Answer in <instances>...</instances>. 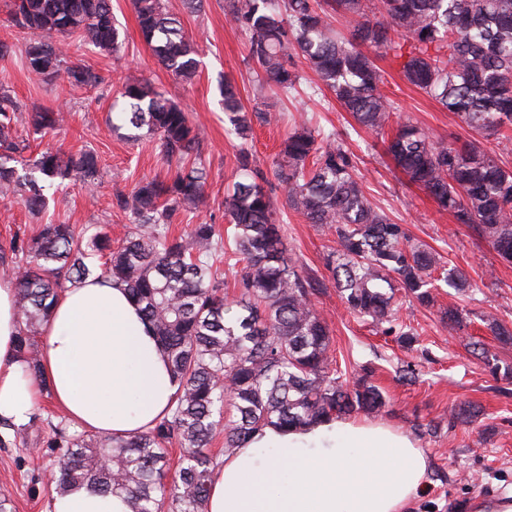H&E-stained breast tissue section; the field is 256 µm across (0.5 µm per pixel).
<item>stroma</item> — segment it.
Returning a JSON list of instances; mask_svg holds the SVG:
<instances>
[{
  "mask_svg": "<svg viewBox=\"0 0 512 512\" xmlns=\"http://www.w3.org/2000/svg\"><path fill=\"white\" fill-rule=\"evenodd\" d=\"M9 0H0V41L13 44L14 52L0 58V82L7 84L24 111L64 107L68 119L56 133L32 140L27 152L35 157L46 146L75 154H97L99 175L94 188L66 182L58 186L49 208L32 215L16 197L0 196V246L12 237L37 234L40 225L71 224L77 231L106 232L120 244L132 225L113 207L116 191H131L146 178H166L176 161L166 160L156 142L144 138L131 143L110 125L113 96L128 74L143 76L179 104L189 115L201 143L206 166L205 191L210 207L201 213H184L171 226L174 235L189 234L193 224L205 221L224 231V197L235 178L239 142L224 132V110L217 85L227 78L239 87L246 107L265 103L272 121L254 123L247 146L262 168H269L293 125L304 122L335 133L359 159V175L370 202L404 225L415 241L427 245L462 270L472 288L467 295L441 288L435 307L399 298L398 316L416 333L413 345L376 332L351 313L340 300L324 257L333 245L325 228L307 223L285 205L287 193L277 179L269 184L281 208L277 214L291 254L306 273L325 280L326 288L315 303L327 318L336 368L348 381L364 371L386 395L387 405L376 423L412 437L427 460L426 488L409 505V512H475L477 505L512 499V379L493 376L470 342L482 343L500 364L512 366V345H502L487 333L480 317L488 310L512 323V265L478 241L464 225L423 190L401 183L374 134L361 128L332 95L320 87L316 74L300 66L297 93L273 94L257 82L245 57L246 36L224 19V0H206L199 14L187 12L183 0H165L169 11L180 16L184 31L198 50L199 66L191 82L173 76L155 59L143 40L131 0H112L125 42L119 54L72 49L73 62L93 68L102 78L93 89L69 88L35 81L24 67L26 35L7 20ZM385 72V90L400 106L402 118L418 123L444 139L468 138L470 132L457 118L426 94L406 83L400 65L379 62ZM454 306L467 318V329L455 331L440 319L442 308ZM412 368L417 380L400 381L399 372ZM481 406V415L462 424L449 416L463 403ZM38 412L45 424L28 434L7 433L0 446V497L8 498L13 512H48L59 449L53 448L54 427L68 421L49 396H42Z\"/></svg>",
  "mask_w": 512,
  "mask_h": 512,
  "instance_id": "1",
  "label": "stroma"
}]
</instances>
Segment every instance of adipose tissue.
Returning <instances> with one entry per match:
<instances>
[{
	"mask_svg": "<svg viewBox=\"0 0 512 512\" xmlns=\"http://www.w3.org/2000/svg\"><path fill=\"white\" fill-rule=\"evenodd\" d=\"M16 278L0 274V420L28 425L42 393L77 427L104 437L152 428L178 383L124 285L96 277L68 286L41 329V375L18 353ZM410 436L330 419L302 431L266 427L215 468L205 512H402L426 486ZM51 512H129L87 487Z\"/></svg>",
	"mask_w": 512,
	"mask_h": 512,
	"instance_id": "obj_1",
	"label": "adipose tissue"
}]
</instances>
